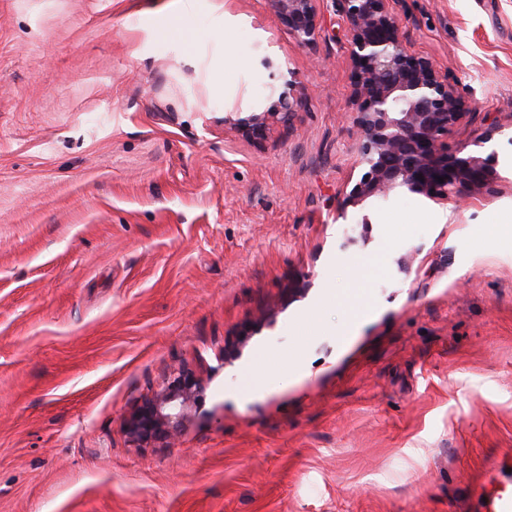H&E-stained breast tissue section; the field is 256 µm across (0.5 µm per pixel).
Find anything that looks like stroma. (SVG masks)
Masks as SVG:
<instances>
[{"mask_svg": "<svg viewBox=\"0 0 512 512\" xmlns=\"http://www.w3.org/2000/svg\"><path fill=\"white\" fill-rule=\"evenodd\" d=\"M391 7L473 110L450 143L492 134L467 207L338 217L333 0L310 48L266 0H0V512H468L512 450V0ZM289 69L291 128L225 131ZM181 365L202 391L138 446L127 417Z\"/></svg>", "mask_w": 512, "mask_h": 512, "instance_id": "stroma-1", "label": "stroma"}]
</instances>
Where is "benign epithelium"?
Returning <instances> with one entry per match:
<instances>
[{"label": "benign epithelium", "instance_id": "obj_1", "mask_svg": "<svg viewBox=\"0 0 512 512\" xmlns=\"http://www.w3.org/2000/svg\"><path fill=\"white\" fill-rule=\"evenodd\" d=\"M320 0H267L270 10L300 47L316 42L321 29ZM350 36L353 98L352 134L358 165L364 172L345 193L341 211L371 198L406 189L432 201L467 203L471 193L489 190L494 182L491 157L463 155L468 144L454 149L448 136L468 122L470 113L448 84V77L427 57L412 53L401 33L391 0H336ZM271 85L270 105L241 115L224 113V127L248 141L278 126L291 127L303 105L292 71ZM444 181H438V178ZM200 383L195 373L179 367L164 378L159 393L143 398L127 419L133 442L150 446L173 438Z\"/></svg>", "mask_w": 512, "mask_h": 512}]
</instances>
